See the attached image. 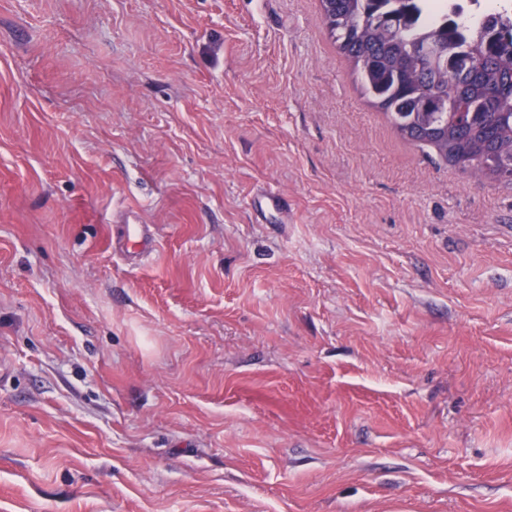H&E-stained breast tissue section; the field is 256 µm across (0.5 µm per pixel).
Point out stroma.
I'll return each mask as SVG.
<instances>
[{"label":"stroma","mask_w":512,"mask_h":512,"mask_svg":"<svg viewBox=\"0 0 512 512\" xmlns=\"http://www.w3.org/2000/svg\"><path fill=\"white\" fill-rule=\"evenodd\" d=\"M0 512H512V181L319 0H0ZM157 246V236L150 224H140L137 214L129 210L113 230L112 248L130 267H139Z\"/></svg>","instance_id":"stroma-1"}]
</instances>
